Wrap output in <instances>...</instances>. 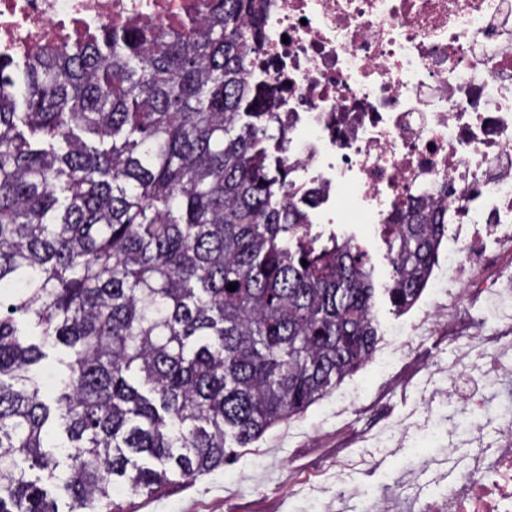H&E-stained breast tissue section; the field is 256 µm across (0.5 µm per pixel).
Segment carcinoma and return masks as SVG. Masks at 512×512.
Listing matches in <instances>:
<instances>
[{
	"instance_id": "obj_1",
	"label": "carcinoma",
	"mask_w": 512,
	"mask_h": 512,
	"mask_svg": "<svg viewBox=\"0 0 512 512\" xmlns=\"http://www.w3.org/2000/svg\"><path fill=\"white\" fill-rule=\"evenodd\" d=\"M251 16L252 0H200L179 30L0 57V512H60L45 478L68 512H116L117 488L211 472L227 440L303 413L372 355L362 250L299 235L274 93L247 78ZM446 223L417 205L389 225L398 304Z\"/></svg>"
}]
</instances>
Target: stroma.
<instances>
[{"label":"stroma","mask_w":512,"mask_h":512,"mask_svg":"<svg viewBox=\"0 0 512 512\" xmlns=\"http://www.w3.org/2000/svg\"><path fill=\"white\" fill-rule=\"evenodd\" d=\"M361 245L370 257L376 357L300 416L235 449L224 466L191 481L176 480L151 497L115 493L122 512H365L374 497L387 492L397 499L396 512H421L428 493L447 489L449 455L463 457L470 448L466 433L449 432L459 406L440 395L441 380L429 378L428 369H454L465 333L485 328L512 336V326L498 323L484 304L471 303L455 332L438 329L416 337L413 351L381 363L379 353L389 349L393 331L407 326L409 317L389 295L387 245L378 239ZM354 387L362 395L356 410L337 414V400ZM406 424L412 427L406 441L384 447L383 430ZM340 458L358 462L341 487Z\"/></svg>","instance_id":"1"}]
</instances>
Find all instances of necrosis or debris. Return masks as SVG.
<instances>
[{"mask_svg":"<svg viewBox=\"0 0 512 512\" xmlns=\"http://www.w3.org/2000/svg\"><path fill=\"white\" fill-rule=\"evenodd\" d=\"M198 0H0V56L98 36L107 27L179 28ZM262 22L252 82L274 87L288 126L289 179L314 218L306 239H370L414 201L452 217L418 298L391 341L454 326L481 299L512 321V0H255ZM512 380V339L471 333L448 399L482 407L470 384ZM477 452L430 512H512V403L494 431L470 427Z\"/></svg>","mask_w":512,"mask_h":512,"instance_id":"necrosis-or-debris-1","label":"necrosis or debris"}]
</instances>
